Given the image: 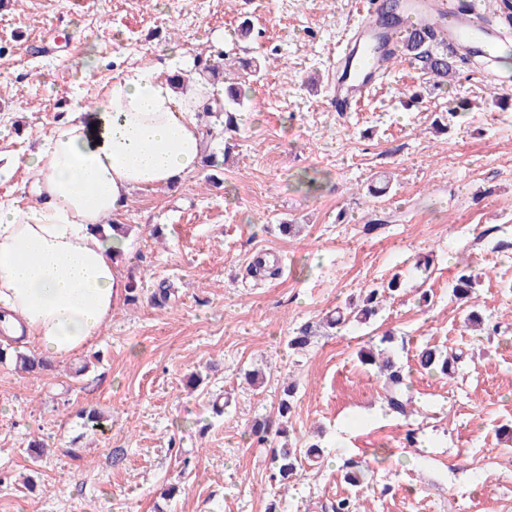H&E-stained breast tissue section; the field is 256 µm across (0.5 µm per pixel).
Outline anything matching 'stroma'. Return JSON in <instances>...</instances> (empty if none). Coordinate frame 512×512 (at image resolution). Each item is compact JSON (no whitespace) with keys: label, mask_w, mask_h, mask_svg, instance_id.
I'll return each mask as SVG.
<instances>
[{"label":"stroma","mask_w":512,"mask_h":512,"mask_svg":"<svg viewBox=\"0 0 512 512\" xmlns=\"http://www.w3.org/2000/svg\"><path fill=\"white\" fill-rule=\"evenodd\" d=\"M351 13L352 0H0V157L34 151L122 69L167 59L168 78L220 49L266 68L247 84L222 183L200 173L137 190L118 216L138 301L52 372L0 364V512H324L353 494L367 512H512V107L493 106L467 64L455 92L488 107L435 132L448 95L402 61L358 111L330 112L329 51ZM387 174L390 191L369 196ZM291 220L300 233L282 235ZM463 268L502 334L465 327L451 295ZM395 275L373 324L289 349L302 324ZM389 329L411 372L406 418L357 358ZM426 345L463 351L453 377L419 369ZM291 382L288 440L325 456L283 486L269 469L278 438L257 446L246 431ZM90 409L104 418L95 432ZM348 457L364 464L361 490L343 479Z\"/></svg>","instance_id":"stroma-1"}]
</instances>
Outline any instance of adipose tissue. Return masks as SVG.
Listing matches in <instances>:
<instances>
[{"instance_id":"1","label":"adipose tissue","mask_w":512,"mask_h":512,"mask_svg":"<svg viewBox=\"0 0 512 512\" xmlns=\"http://www.w3.org/2000/svg\"><path fill=\"white\" fill-rule=\"evenodd\" d=\"M162 62L124 69L96 108L72 105L25 161L42 201L0 202V325L37 353L65 358L100 336L128 293L118 255L130 239L108 227L133 191L198 172L202 104L224 91L183 88Z\"/></svg>"}]
</instances>
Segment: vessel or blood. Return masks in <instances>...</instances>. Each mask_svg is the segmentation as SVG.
Listing matches in <instances>:
<instances>
[{
	"instance_id": "vessel-or-blood-1",
	"label": "vessel or blood",
	"mask_w": 512,
	"mask_h": 512,
	"mask_svg": "<svg viewBox=\"0 0 512 512\" xmlns=\"http://www.w3.org/2000/svg\"><path fill=\"white\" fill-rule=\"evenodd\" d=\"M407 2L397 26L387 30L378 24L382 0H356L357 20L332 51L336 77L327 99L331 111H356L399 54L401 39L417 25L433 26L457 52L475 58L493 54L512 37L489 21L481 0Z\"/></svg>"
}]
</instances>
